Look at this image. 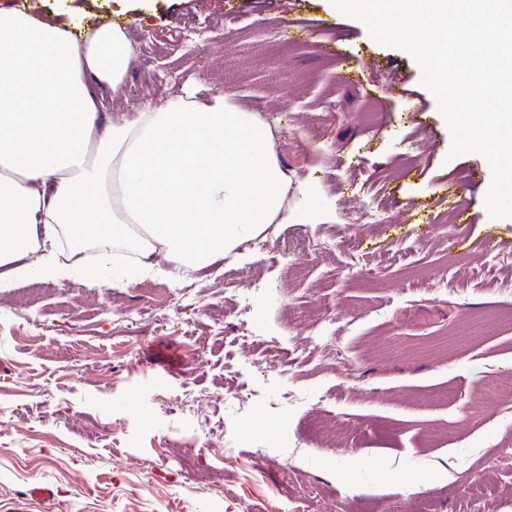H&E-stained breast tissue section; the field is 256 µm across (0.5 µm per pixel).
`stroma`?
Returning <instances> with one entry per match:
<instances>
[{"mask_svg":"<svg viewBox=\"0 0 512 512\" xmlns=\"http://www.w3.org/2000/svg\"><path fill=\"white\" fill-rule=\"evenodd\" d=\"M17 3L126 31L138 56L113 118L186 91L260 113L307 220L180 281L1 291L0 512L35 484L51 512H512V412L482 392L512 377V218L475 205L471 233L505 246H456L448 210L492 172L448 159L414 59L329 0H0ZM408 142L426 169L402 163ZM369 207L381 223H348ZM269 346L292 367L259 366Z\"/></svg>","mask_w":512,"mask_h":512,"instance_id":"stroma-1","label":"stroma"}]
</instances>
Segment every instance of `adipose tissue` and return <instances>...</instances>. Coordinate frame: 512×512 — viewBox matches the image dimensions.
I'll list each match as a JSON object with an SVG mask.
<instances>
[{
	"label": "adipose tissue",
	"mask_w": 512,
	"mask_h": 512,
	"mask_svg": "<svg viewBox=\"0 0 512 512\" xmlns=\"http://www.w3.org/2000/svg\"><path fill=\"white\" fill-rule=\"evenodd\" d=\"M132 54L120 26L79 39L73 14L0 10V270L99 286L111 245L132 236L138 272L175 276L299 217L288 198L303 188L278 160L277 130L229 95L149 102L104 123L98 92L122 94ZM68 236L103 249L61 261Z\"/></svg>",
	"instance_id": "obj_1"
}]
</instances>
